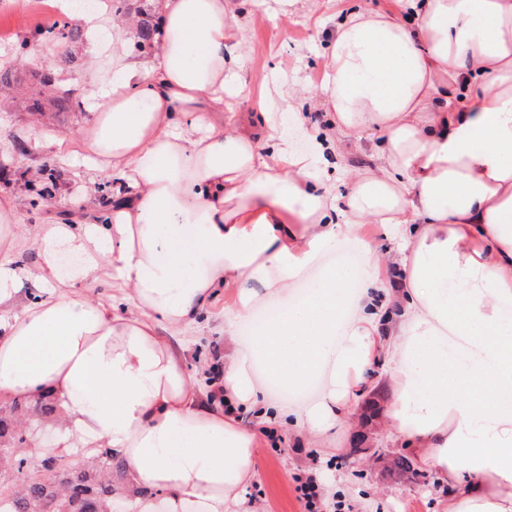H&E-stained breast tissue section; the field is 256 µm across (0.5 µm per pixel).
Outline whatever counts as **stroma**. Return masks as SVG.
I'll return each mask as SVG.
<instances>
[{"instance_id": "stroma-1", "label": "stroma", "mask_w": 512, "mask_h": 512, "mask_svg": "<svg viewBox=\"0 0 512 512\" xmlns=\"http://www.w3.org/2000/svg\"><path fill=\"white\" fill-rule=\"evenodd\" d=\"M390 0H290L281 6L279 0H240L238 21L244 22L243 40L247 64L242 73L248 94L240 110L258 107L262 77H288L311 87H319L326 73V42L328 16L353 7L380 8ZM31 83H24L19 93H34ZM14 102L9 111L0 112V169L9 172L7 191L22 202V221L27 232L51 217L53 210H68L81 220L90 222L104 212V198L112 196V183L97 179L94 186L84 185L75 174V162H62L52 142L53 136L66 135L79 139L82 128L92 122L90 112L27 111L22 102ZM42 131V138L31 135ZM383 133L370 126L353 136L351 152L336 172V192L346 194L351 187L354 171L370 167L372 154L383 140ZM25 142L26 154L13 151L14 141ZM50 168L56 177L51 201L42 200L37 191L39 182L32 172ZM182 342L188 348V374L199 382V369L212 363L221 370L224 361V339L220 336H186ZM387 386L360 399L353 409L350 428L336 432V453L325 455L313 448L308 439L297 437L278 444L260 443L257 450V476L247 488L246 497L252 512H258L261 501H268L272 512H302L294 490V476L309 467H317L323 478L348 477L342 496L349 512H435L440 490L432 484L421 487L413 475L398 474L391 460L409 455L410 450L398 440L379 419L376 405L387 393ZM366 435L361 447H354V435Z\"/></svg>"}]
</instances>
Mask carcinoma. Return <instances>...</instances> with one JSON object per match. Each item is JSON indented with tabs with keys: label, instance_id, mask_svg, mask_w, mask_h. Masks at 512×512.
<instances>
[{
	"label": "carcinoma",
	"instance_id": "cac0c4a2",
	"mask_svg": "<svg viewBox=\"0 0 512 512\" xmlns=\"http://www.w3.org/2000/svg\"><path fill=\"white\" fill-rule=\"evenodd\" d=\"M139 0H112V12H136L141 20L136 28L135 48L145 52L152 48L157 27L147 11L137 6ZM32 34L52 42L61 38L64 49L53 53L31 71L40 87V96L30 99L29 110L41 112L50 107L56 112H78L81 104L72 92L56 94L58 85L73 72L76 56L73 47L83 43L85 31L73 25H36ZM24 82L17 68L0 67V89L8 92ZM27 405L20 402L0 404V512H112L113 501L125 485L121 461L110 448H98L79 467L60 464L58 454L44 456L49 477H31L25 466L35 429L55 418L56 404L49 392L39 395L38 419L30 421L25 415ZM395 467L409 472L418 484L427 487L431 476L413 470L411 460L403 455L394 461Z\"/></svg>",
	"mask_w": 512,
	"mask_h": 512
}]
</instances>
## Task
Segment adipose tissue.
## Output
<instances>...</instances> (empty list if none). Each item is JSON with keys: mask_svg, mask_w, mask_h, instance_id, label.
<instances>
[{"mask_svg": "<svg viewBox=\"0 0 512 512\" xmlns=\"http://www.w3.org/2000/svg\"><path fill=\"white\" fill-rule=\"evenodd\" d=\"M236 0H156L151 58L135 23L107 8L67 13L109 34L78 79L95 117L80 134L90 170L117 196L101 221L23 227L0 195V399L54 394L66 448H109L129 512H241L263 429L336 444L386 362L384 417L437 476L441 512H512V0H394L345 14L316 94L333 135L298 150L264 112H240L245 51H230ZM374 126L371 168L336 196L326 153ZM381 228L386 256L359 233ZM363 272L307 271L342 241ZM34 267L16 262L25 243ZM83 260L91 297L60 275ZM400 274L387 287L380 261ZM39 289L23 301L21 280ZM223 300L225 315L209 316ZM275 315L247 343L236 325ZM226 337L212 391L191 383L177 337ZM318 383L303 406L269 398ZM255 413L242 425L243 412Z\"/></svg>", "mask_w": 512, "mask_h": 512, "instance_id": "ef3b65f1", "label": "adipose tissue"}]
</instances>
